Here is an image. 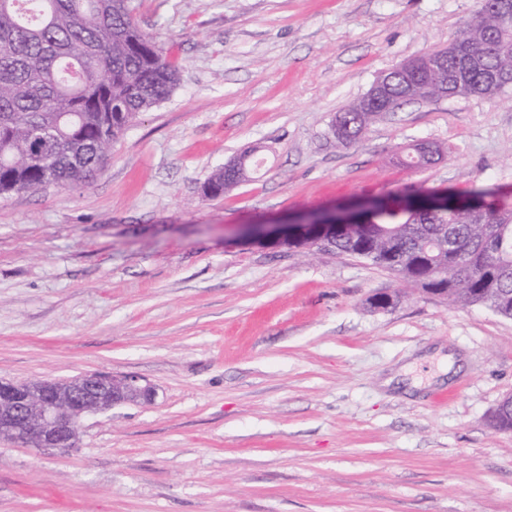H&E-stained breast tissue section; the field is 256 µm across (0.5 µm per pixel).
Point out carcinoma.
<instances>
[{"label": "carcinoma", "mask_w": 512, "mask_h": 512, "mask_svg": "<svg viewBox=\"0 0 512 512\" xmlns=\"http://www.w3.org/2000/svg\"><path fill=\"white\" fill-rule=\"evenodd\" d=\"M132 11V0H0L1 197L91 183L128 124L173 93L179 70ZM503 26L512 29V0H479L452 35L459 51L448 68L472 96L507 91L485 78L491 68H512V42L493 41ZM388 76L379 101L358 98L336 113L339 144L359 143L376 112L436 94L423 76L411 86ZM260 151L240 153L243 180ZM400 164L417 169L426 160L413 145ZM444 200L391 191L375 202L378 224L365 237L338 236L327 252L369 262L424 294L441 289L454 306L487 299L512 317V191L474 189L447 211Z\"/></svg>", "instance_id": "carcinoma-1"}]
</instances>
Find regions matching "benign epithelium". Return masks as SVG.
Wrapping results in <instances>:
<instances>
[{
    "label": "benign epithelium",
    "mask_w": 512,
    "mask_h": 512,
    "mask_svg": "<svg viewBox=\"0 0 512 512\" xmlns=\"http://www.w3.org/2000/svg\"><path fill=\"white\" fill-rule=\"evenodd\" d=\"M252 228L279 245L288 244L297 226L282 230L279 224H254ZM369 228L366 220H331L318 225L314 242L323 250L339 234L353 236ZM157 392L136 376L115 377L88 373L65 382L41 380L14 383L0 380V438L19 440L36 448L72 450L85 416L130 403H150Z\"/></svg>",
    "instance_id": "benign-epithelium-1"
}]
</instances>
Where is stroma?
<instances>
[{
  "instance_id": "stroma-1",
  "label": "stroma",
  "mask_w": 512,
  "mask_h": 512,
  "mask_svg": "<svg viewBox=\"0 0 512 512\" xmlns=\"http://www.w3.org/2000/svg\"><path fill=\"white\" fill-rule=\"evenodd\" d=\"M180 70L89 185L0 198V380L105 371L150 404L75 450L0 441V512H512V319L432 295L377 310L360 259L251 243L403 188L512 191V90L331 123L381 72L447 46L478 0H133ZM439 144L407 170V145ZM264 146L249 180L213 172ZM408 367L409 390L383 381Z\"/></svg>"
}]
</instances>
